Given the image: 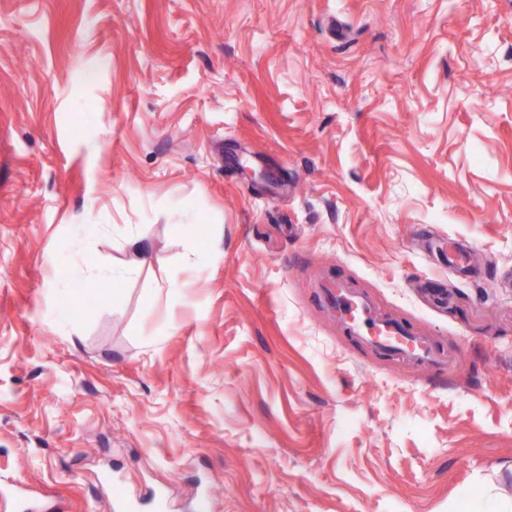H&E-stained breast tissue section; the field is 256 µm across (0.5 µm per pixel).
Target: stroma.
<instances>
[{
  "label": "stroma",
  "mask_w": 512,
  "mask_h": 512,
  "mask_svg": "<svg viewBox=\"0 0 512 512\" xmlns=\"http://www.w3.org/2000/svg\"><path fill=\"white\" fill-rule=\"evenodd\" d=\"M508 273L512 0H0V486L500 512ZM340 288L444 364L347 334Z\"/></svg>",
  "instance_id": "1"
}]
</instances>
